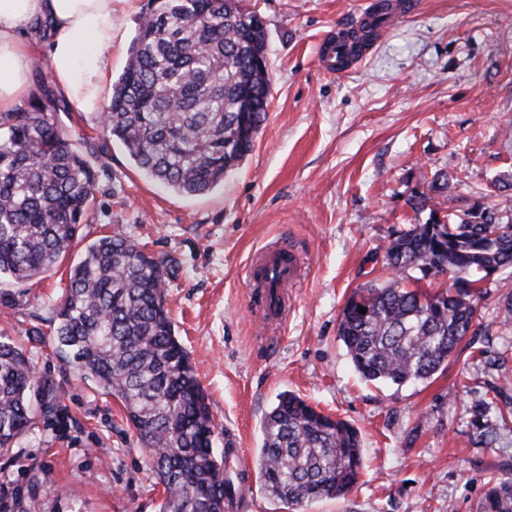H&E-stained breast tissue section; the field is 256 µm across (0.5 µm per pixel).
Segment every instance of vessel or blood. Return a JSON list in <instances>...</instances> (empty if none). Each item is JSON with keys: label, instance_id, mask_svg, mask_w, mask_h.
<instances>
[{"label": "vessel or blood", "instance_id": "vessel-or-blood-1", "mask_svg": "<svg viewBox=\"0 0 512 512\" xmlns=\"http://www.w3.org/2000/svg\"><path fill=\"white\" fill-rule=\"evenodd\" d=\"M349 33L336 32L322 40L318 48V61L330 73L340 71L341 61L356 57ZM300 274L297 256L285 255L272 247L258 254L248 270V283L257 300L264 319L272 324L281 323L286 316L285 292Z\"/></svg>", "mask_w": 512, "mask_h": 512}]
</instances>
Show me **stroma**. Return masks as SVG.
Segmentation results:
<instances>
[{"mask_svg": "<svg viewBox=\"0 0 512 512\" xmlns=\"http://www.w3.org/2000/svg\"><path fill=\"white\" fill-rule=\"evenodd\" d=\"M368 0H246L265 20L272 93L253 151L220 186L181 196L144 176L119 144L96 163L100 192L81 231L113 230L167 263V303L217 427L246 472V512H288L260 481L261 420L290 391L360 432L359 485L301 512H475L485 484L512 477V324L497 306L512 278L483 282L473 330L444 369L401 388L363 381L337 336L359 287L388 276L393 234L425 222L411 195L448 171L440 210L497 200L512 172V0H416L357 66L327 74L325 35ZM149 0L119 5L120 74ZM301 259L288 317L268 328L243 270L262 249ZM76 255L0 286V334L23 348L49 409L0 454V512H158L163 489L121 403L66 365L44 332ZM504 418L483 427L476 406Z\"/></svg>", "mask_w": 512, "mask_h": 512, "instance_id": "stroma-1", "label": "stroma"}]
</instances>
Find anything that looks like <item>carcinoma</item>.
Segmentation results:
<instances>
[{"mask_svg": "<svg viewBox=\"0 0 512 512\" xmlns=\"http://www.w3.org/2000/svg\"><path fill=\"white\" fill-rule=\"evenodd\" d=\"M112 83L104 141L122 145L144 174L184 195H201L253 151L271 93L266 28L243 0H153ZM74 136L36 99L0 114V285L54 269L89 223L96 173ZM509 202L430 210L388 244L391 277L355 290L337 334L366 382H426L448 363L479 316L477 283L512 270ZM448 275L435 293L411 289ZM166 263L115 231L85 247L53 305L51 343L66 364L126 409L152 473L159 512H234L214 419L187 349L166 308ZM366 308L361 314L358 309ZM39 386L26 353L0 341V453L34 423ZM258 471L287 505L346 497L363 466L356 428L292 392L265 414ZM476 512H512V480L487 484Z\"/></svg>", "mask_w": 512, "mask_h": 512, "instance_id": "cac0c4a2", "label": "carcinoma"}]
</instances>
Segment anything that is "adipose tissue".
<instances>
[{"instance_id":"obj_1","label":"adipose tissue","mask_w":512,"mask_h":512,"mask_svg":"<svg viewBox=\"0 0 512 512\" xmlns=\"http://www.w3.org/2000/svg\"><path fill=\"white\" fill-rule=\"evenodd\" d=\"M117 0H0V113L31 95L32 62L45 49L50 80L75 111H103Z\"/></svg>"}]
</instances>
